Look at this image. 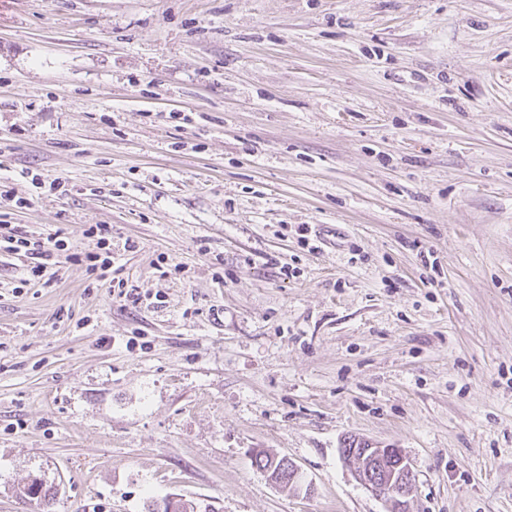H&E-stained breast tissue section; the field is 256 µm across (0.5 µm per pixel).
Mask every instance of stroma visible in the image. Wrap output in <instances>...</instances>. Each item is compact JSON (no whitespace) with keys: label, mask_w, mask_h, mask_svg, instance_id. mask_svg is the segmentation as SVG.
I'll list each match as a JSON object with an SVG mask.
<instances>
[{"label":"stroma","mask_w":512,"mask_h":512,"mask_svg":"<svg viewBox=\"0 0 512 512\" xmlns=\"http://www.w3.org/2000/svg\"><path fill=\"white\" fill-rule=\"evenodd\" d=\"M0 222V512H512V0H0ZM6 230V231H5ZM6 243L7 245H2ZM69 241L66 237L57 234L54 237L44 239L29 238L27 235L12 228L10 224L0 225V246L10 253H22V256L30 259L28 264L29 278L22 283L27 284L32 280L40 279L43 271L54 261L60 251H68ZM106 224H90L82 235L94 241V247L83 253H74L81 262H85L87 271L96 274L97 279H107L112 269V235ZM114 258V257H113ZM356 441H361L365 448H352L353 438H349V448H341L344 458L357 460L356 480L385 500L387 512H408L406 498L415 480L411 461L402 449Z\"/></svg>","instance_id":"obj_1"}]
</instances>
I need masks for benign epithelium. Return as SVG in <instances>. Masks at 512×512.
<instances>
[{"label": "benign epithelium", "instance_id": "1", "mask_svg": "<svg viewBox=\"0 0 512 512\" xmlns=\"http://www.w3.org/2000/svg\"><path fill=\"white\" fill-rule=\"evenodd\" d=\"M341 452L344 458L357 460L356 480L385 500L387 512H408L414 471L402 449L382 448L364 440L362 447L343 448Z\"/></svg>", "mask_w": 512, "mask_h": 512}]
</instances>
